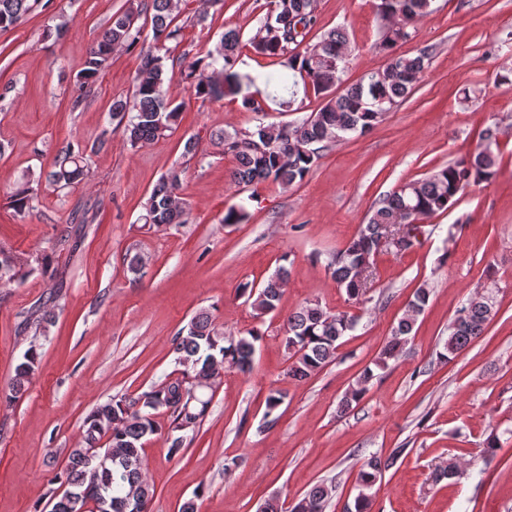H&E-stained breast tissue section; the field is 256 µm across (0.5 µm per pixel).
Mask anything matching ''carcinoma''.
I'll return each instance as SVG.
<instances>
[{"label":"carcinoma","mask_w":512,"mask_h":512,"mask_svg":"<svg viewBox=\"0 0 512 512\" xmlns=\"http://www.w3.org/2000/svg\"><path fill=\"white\" fill-rule=\"evenodd\" d=\"M181 0H130L129 7L112 14L101 37L89 48L84 68L78 75V107L109 65L117 47L132 49L142 39L143 30L135 23L142 16L151 19V45L141 52L134 90L112 101L110 122L124 128L127 143L137 148L163 139L176 130L182 109L166 83L167 69L178 70L199 98L242 95L243 106L252 112L264 111V99L249 92L257 78L236 69L241 48L240 32H224L214 48L193 57L184 52L171 57L163 50L166 43L178 39L177 24ZM38 0H0V31L17 26ZM432 0H378L376 8L385 21L380 47L391 49L416 33L417 24L431 12ZM317 0H269L260 28L249 39L257 55L281 58L283 70L264 79L280 105L293 111L298 84L324 105L307 117L288 125L259 124L253 129L224 131L217 145L231 155L236 165L231 180L249 185L256 180H272L283 186L301 182L317 165L321 151L330 143L364 134L376 128L397 103L405 99L428 68L430 54L422 50L416 56H392L387 65L370 72L355 84L336 93L346 65V32L333 29L314 43L306 37L317 23ZM498 128L489 126L481 135L479 148L464 157L435 169L422 180L404 183L378 200L368 222L358 234L336 252L328 267L337 287L358 299L364 293L362 272L374 266L383 252L398 253L392 246L379 247V237L396 224H411L421 230V220L453 207L469 186L491 182L497 172L498 155L492 150ZM87 155L80 149L65 147L54 158L48 171L36 181H46L61 191L80 184L87 175ZM182 170L170 168L150 193L141 220L153 226L186 223V209L177 191ZM36 195L24 182L10 195L14 213L24 217L35 208ZM31 260L24 254L0 249V285H9L28 273ZM288 271L280 267L262 287L243 284L242 295L259 315L279 310ZM430 291L417 288L407 303L405 315L392 328L374 366H367L360 378L341 398L338 412L353 410L374 379V369H383L398 357L408 343L415 320L426 308ZM496 315L492 298L476 293L462 305L449 328L444 351L447 361L467 349L483 335ZM358 317L347 312L332 313L318 303H309L288 313L284 320L290 351L288 375L303 381L311 378L336 359L341 339L353 331ZM25 324L40 332L48 331L53 316L45 308L31 312ZM261 334L250 330L245 336L224 333L207 312H199L178 332L172 342L175 369L172 374L148 390L116 395L99 403L84 420L80 439L68 449L64 464L54 471L50 484L58 486L48 501L49 512H125L124 503L135 494L137 512H150L154 486L143 472V440L150 436L165 438L167 454L176 457L185 447L186 433L196 431L211 407L215 388L195 386V380L207 375L208 363L218 360L224 368L249 371L254 362L256 343ZM39 348L26 350L16 366L15 376L5 402L19 401L41 366ZM167 417V423L158 417ZM402 450L384 458L375 453L362 463L357 476L358 493L344 512H371V490L382 474L393 467ZM334 486L324 481L311 486L290 512H326Z\"/></svg>","instance_id":"carcinoma-1"}]
</instances>
